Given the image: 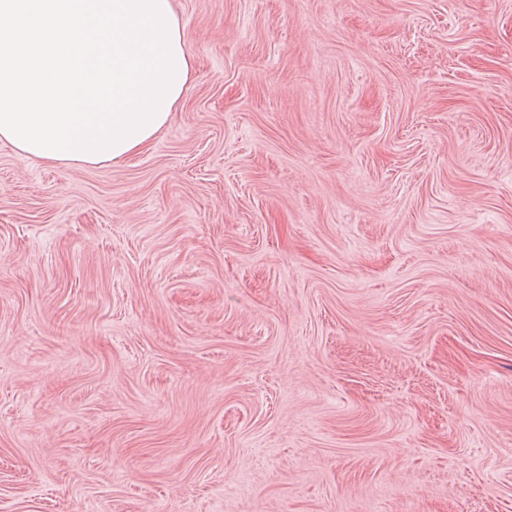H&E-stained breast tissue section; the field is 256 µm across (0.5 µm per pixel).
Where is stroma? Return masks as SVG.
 Segmentation results:
<instances>
[{
    "label": "stroma",
    "instance_id": "35a3bbf8",
    "mask_svg": "<svg viewBox=\"0 0 512 512\" xmlns=\"http://www.w3.org/2000/svg\"><path fill=\"white\" fill-rule=\"evenodd\" d=\"M97 167L0 143V512H512V0H173ZM167 2L169 3L170 5V8L171 10L173 11V14L174 16L176 17L177 19V22H178V25H179V31H180V45L182 47V50H183V53H184V58H185V63H187V69H188V73H187V80H186V83L183 85L182 87V91L180 93V96L177 97L178 99L175 100V102L173 103L171 109H170V113L167 117V120H165L164 124H162L160 121L158 122L159 125L162 124V126L158 129V131H156L155 133L153 132L152 135L150 136H147V139H145L144 141L141 140L139 138L140 141H142L141 143H139L138 145L136 144V146H134L133 148H131L129 151H125L122 155L120 156H117L116 158L112 159V160H109V161H103V162H99V163H89V162H85V161H77V160H71V159H66V160H56V159H51V158H47V157H38L36 156L35 154H32L30 152H27V151H23L22 149H19L18 147H16V145L14 146L13 144H11V141L9 142V140L6 139V135H2L3 134V131H1L2 133H0V143H4V144H8L9 146H11L18 154L22 155V156H25L27 158H33V159H36L38 161H41L43 163H46V164H72V165H76V166H99V165H103V164H109V163H114V162H119L121 160H124L128 157H130L131 155L143 150L144 148H146L153 140L154 138L166 127V125L168 124L169 120H170V117H171V114L172 112L177 108L178 104L181 102V100L184 98L188 88H189V85H190V82L192 80V63H191V57L187 54L186 50H185V45H184V39H183V28L181 26V22L176 14V12L174 11V8H173V5H172V0H167Z\"/></svg>",
    "mask_w": 512,
    "mask_h": 512
}]
</instances>
